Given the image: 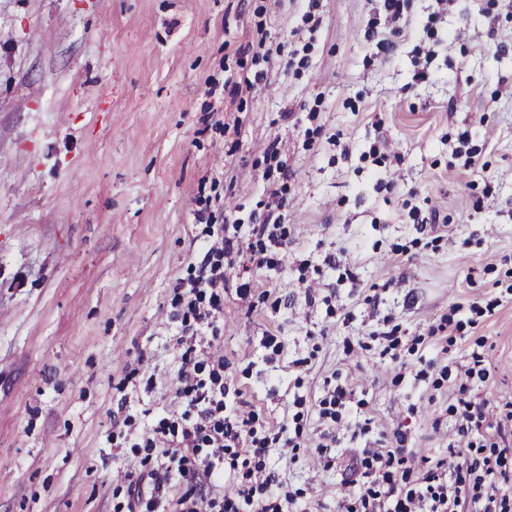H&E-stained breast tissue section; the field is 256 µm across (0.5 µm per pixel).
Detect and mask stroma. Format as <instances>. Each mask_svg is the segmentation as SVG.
<instances>
[{"mask_svg": "<svg viewBox=\"0 0 512 512\" xmlns=\"http://www.w3.org/2000/svg\"><path fill=\"white\" fill-rule=\"evenodd\" d=\"M388 17L0 0V512H122L182 412L173 284L272 188L286 268L238 260L214 349L227 407L297 442L267 460L290 512H338L364 450L449 457L475 351L469 396L512 448V0H401L396 35Z\"/></svg>", "mask_w": 512, "mask_h": 512, "instance_id": "1", "label": "stroma"}]
</instances>
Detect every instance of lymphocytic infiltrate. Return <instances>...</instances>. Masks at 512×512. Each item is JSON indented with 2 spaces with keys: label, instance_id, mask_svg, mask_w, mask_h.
Returning a JSON list of instances; mask_svg holds the SVG:
<instances>
[{
  "label": "lymphocytic infiltrate",
  "instance_id": "obj_1",
  "mask_svg": "<svg viewBox=\"0 0 512 512\" xmlns=\"http://www.w3.org/2000/svg\"><path fill=\"white\" fill-rule=\"evenodd\" d=\"M283 247L280 220L266 214L262 222L248 225L246 232L218 235L198 251L195 274L177 280L175 296L192 315L180 331L184 351L177 373V394L183 411L177 423L154 429L143 447L157 454L159 463L148 477L130 479L135 490L128 512H284L281 481L266 467L271 444L290 446L286 426L272 435L258 436L253 410H226L224 362L210 356L209 329L224 316V286L233 258L249 251L256 268L275 269L280 262L266 248H251L252 240ZM487 425L483 406L463 402L457 414V434L466 439L464 449L448 459H404L399 448L372 451L360 460V483L345 494L343 512H507L512 495L501 479L506 449L487 437L486 454L475 452L470 435ZM247 448L242 459L243 480L234 496H209L212 481L224 477V452ZM187 484V491L170 500L173 485Z\"/></svg>",
  "mask_w": 512,
  "mask_h": 512
}]
</instances>
